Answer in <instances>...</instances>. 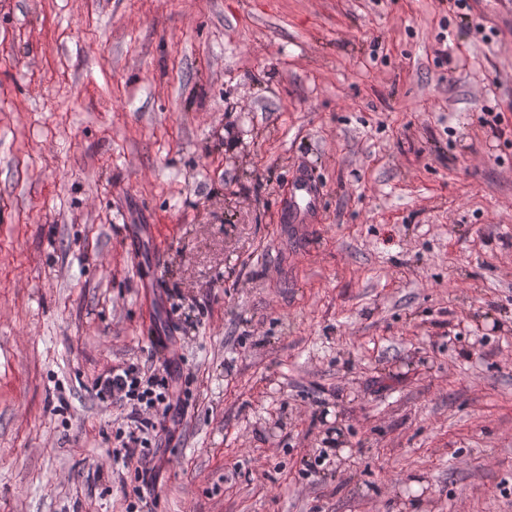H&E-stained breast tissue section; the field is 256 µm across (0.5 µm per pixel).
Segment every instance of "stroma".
Wrapping results in <instances>:
<instances>
[{
  "label": "stroma",
  "instance_id": "35a3bbf8",
  "mask_svg": "<svg viewBox=\"0 0 512 512\" xmlns=\"http://www.w3.org/2000/svg\"><path fill=\"white\" fill-rule=\"evenodd\" d=\"M469 5L0 0V512H512V0ZM161 339L183 419L113 474L95 382ZM321 194L316 182L303 175L291 186L288 194V215L297 222H314L320 213Z\"/></svg>",
  "mask_w": 512,
  "mask_h": 512
}]
</instances>
